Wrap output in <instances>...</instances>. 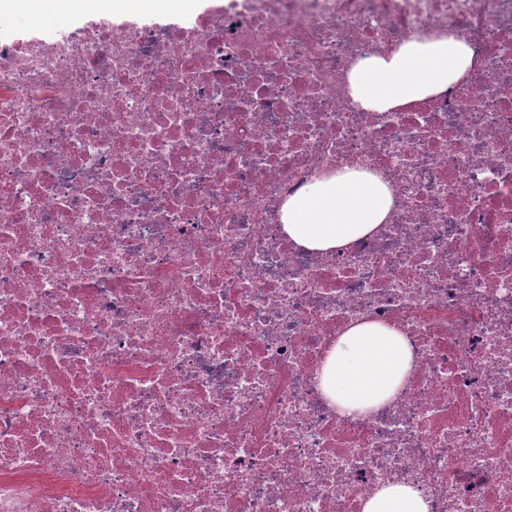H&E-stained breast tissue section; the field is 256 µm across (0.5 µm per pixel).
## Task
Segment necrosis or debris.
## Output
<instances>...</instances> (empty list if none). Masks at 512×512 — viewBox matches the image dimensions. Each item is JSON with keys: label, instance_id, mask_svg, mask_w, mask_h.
Here are the masks:
<instances>
[{"label": "necrosis or debris", "instance_id": "obj_1", "mask_svg": "<svg viewBox=\"0 0 512 512\" xmlns=\"http://www.w3.org/2000/svg\"><path fill=\"white\" fill-rule=\"evenodd\" d=\"M452 36L466 80L352 99ZM358 167L389 219L331 253L288 196ZM405 336L366 416L319 385L350 326ZM512 512V0H207L0 41V512ZM471 65L472 51L465 42L440 37L409 42L391 55L360 61L350 70L348 82L356 104L385 112L459 83ZM363 512H430V503L415 485L390 481L367 499Z\"/></svg>", "mask_w": 512, "mask_h": 512}]
</instances>
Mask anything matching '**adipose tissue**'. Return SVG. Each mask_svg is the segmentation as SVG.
<instances>
[{
    "label": "adipose tissue",
    "instance_id": "1",
    "mask_svg": "<svg viewBox=\"0 0 512 512\" xmlns=\"http://www.w3.org/2000/svg\"><path fill=\"white\" fill-rule=\"evenodd\" d=\"M31 14L116 8L128 13L156 10L176 15L187 0H9ZM472 65V51L458 39L409 42L399 51L360 61L348 75L351 96L361 108L385 112L406 107L460 82ZM393 206L390 187L377 175L344 168L315 178L281 208L283 233L309 251L331 253L384 224ZM413 366L406 338L394 326L364 322L338 336L329 351L319 386L346 415H364L392 400ZM363 512H430V503L413 484L390 481L365 502Z\"/></svg>",
    "mask_w": 512,
    "mask_h": 512
}]
</instances>
